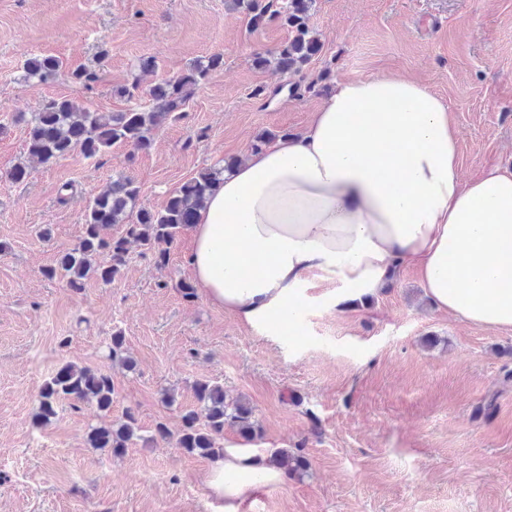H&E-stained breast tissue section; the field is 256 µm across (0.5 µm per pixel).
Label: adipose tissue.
Masks as SVG:
<instances>
[{
    "instance_id": "obj_1",
    "label": "adipose tissue",
    "mask_w": 512,
    "mask_h": 512,
    "mask_svg": "<svg viewBox=\"0 0 512 512\" xmlns=\"http://www.w3.org/2000/svg\"><path fill=\"white\" fill-rule=\"evenodd\" d=\"M189 233L206 300L255 328L297 317L313 272L374 294L412 267L437 310L512 330V168L462 181L448 104L417 80L335 81L302 131L246 150ZM287 477L236 441L204 484L242 512L260 484Z\"/></svg>"
}]
</instances>
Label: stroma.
<instances>
[{
  "instance_id": "stroma-1",
  "label": "stroma",
  "mask_w": 512,
  "mask_h": 512,
  "mask_svg": "<svg viewBox=\"0 0 512 512\" xmlns=\"http://www.w3.org/2000/svg\"><path fill=\"white\" fill-rule=\"evenodd\" d=\"M310 24L322 49L287 76L253 57L278 51L288 28L251 27L228 0H0V512H214L209 459L152 437L160 421L178 429L199 379L250 404L255 452L299 448L310 462L302 476L260 486L245 512H512V330L438 312L413 270L375 295L317 273L300 290V322L277 332L203 295L184 298L183 234L162 268L131 245L108 285L90 280L76 293L43 275L77 243L90 198L112 180L132 179L140 205L162 208L199 170L241 158L259 133L302 129L339 79L422 80L448 103L462 177L512 167V0H315ZM215 53L223 68L150 150L29 159L19 117L46 98L122 109L116 87L149 86ZM35 54L64 63L37 89L21 78ZM148 56L156 72L137 69ZM77 68L97 82H73ZM259 86L275 91L269 104L252 98ZM21 163L29 175L17 183L9 173ZM45 226L50 237L37 236ZM116 329L135 370L107 356ZM66 363L110 374L112 409L66 407L35 426L41 387ZM164 388L175 389L174 406L161 402ZM129 410L142 441L120 457L89 447L91 426Z\"/></svg>"
}]
</instances>
